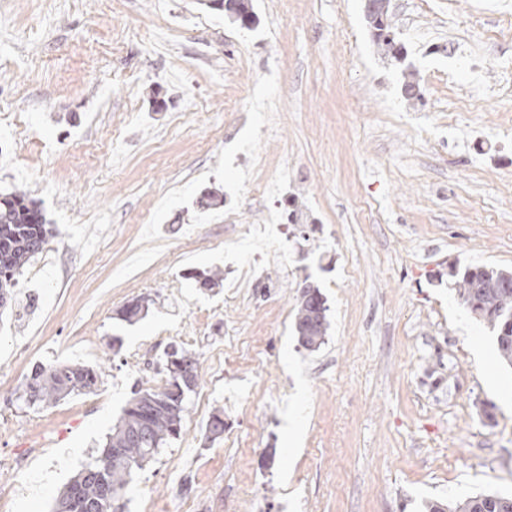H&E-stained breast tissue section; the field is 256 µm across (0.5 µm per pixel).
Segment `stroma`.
<instances>
[{"instance_id": "35a3bbf8", "label": "stroma", "mask_w": 512, "mask_h": 512, "mask_svg": "<svg viewBox=\"0 0 512 512\" xmlns=\"http://www.w3.org/2000/svg\"><path fill=\"white\" fill-rule=\"evenodd\" d=\"M251 3L242 28L205 0H0V136L9 112L30 130L0 154V189L54 229L0 317V457L20 464L0 469L16 488L0 512H52L133 390L164 385L173 344L199 383L126 512L512 494V368L449 274L512 270V93L496 84L512 0H391L397 67L362 0ZM211 191L224 202L207 209ZM307 280L329 307L315 351L294 333ZM134 299L148 312L130 324ZM57 363L94 368L97 389L26 407L25 377Z\"/></svg>"}]
</instances>
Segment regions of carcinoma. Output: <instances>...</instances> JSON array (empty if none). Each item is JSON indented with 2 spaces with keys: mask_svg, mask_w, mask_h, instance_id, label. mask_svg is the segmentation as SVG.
I'll use <instances>...</instances> for the list:
<instances>
[{
  "mask_svg": "<svg viewBox=\"0 0 512 512\" xmlns=\"http://www.w3.org/2000/svg\"><path fill=\"white\" fill-rule=\"evenodd\" d=\"M210 4L242 27L254 23L250 0H210ZM369 24L378 47L396 56L389 14L372 18ZM51 237L52 228L36 201L19 190H0V308H7L12 300L16 274L45 250ZM458 296L468 312L497 331L499 359L511 366L512 272L467 267L458 281ZM327 311L320 289L304 284L295 332L305 349L314 351L324 343L329 327ZM163 372L166 380L162 388L134 392L97 456L55 499L53 512H125L124 494L132 473L168 440L179 436L186 396L198 385V362L182 349L165 352ZM187 373L192 377L190 386L184 380ZM98 383L99 375L92 368L52 364L35 369L23 384L19 399L29 407H38L72 394L91 393ZM427 508L428 512H512V494L484 492L450 507L433 502Z\"/></svg>",
  "mask_w": 512,
  "mask_h": 512,
  "instance_id": "1",
  "label": "carcinoma"
}]
</instances>
